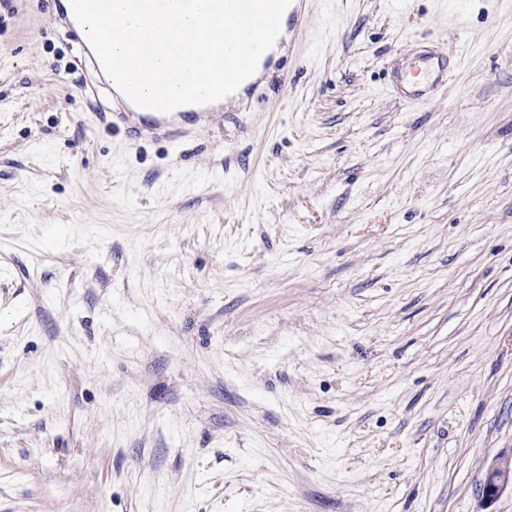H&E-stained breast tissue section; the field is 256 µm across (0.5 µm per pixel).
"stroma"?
<instances>
[{"mask_svg": "<svg viewBox=\"0 0 512 512\" xmlns=\"http://www.w3.org/2000/svg\"><path fill=\"white\" fill-rule=\"evenodd\" d=\"M13 7L0 512H512V0H310L278 92L136 143ZM457 56L447 51H428L397 73L395 90L404 104L426 100L441 94L448 77V57ZM507 491L512 494V448L499 452L491 460L481 493L485 502H493Z\"/></svg>", "mask_w": 512, "mask_h": 512, "instance_id": "stroma-1", "label": "stroma"}]
</instances>
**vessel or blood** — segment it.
I'll return each mask as SVG.
<instances>
[{"label": "vessel or blood", "instance_id": "b4317fda", "mask_svg": "<svg viewBox=\"0 0 512 512\" xmlns=\"http://www.w3.org/2000/svg\"><path fill=\"white\" fill-rule=\"evenodd\" d=\"M308 0H292L286 10L288 15V34L296 35L302 27L307 14ZM59 19L67 36L78 43L81 61L87 64L91 76L81 86L83 97L94 106L97 116L110 118L113 124H145L159 137L176 140L185 134L186 123L205 124L211 111L210 105H184L173 112L141 108L121 94L104 74L102 67L92 51L87 39L82 35L81 27L76 23L71 8L61 9ZM278 37L274 47L282 49L286 38ZM448 52L430 51L420 55L410 65L398 72L395 90L400 101L414 104L430 96L441 94L448 77Z\"/></svg>", "mask_w": 512, "mask_h": 512}]
</instances>
